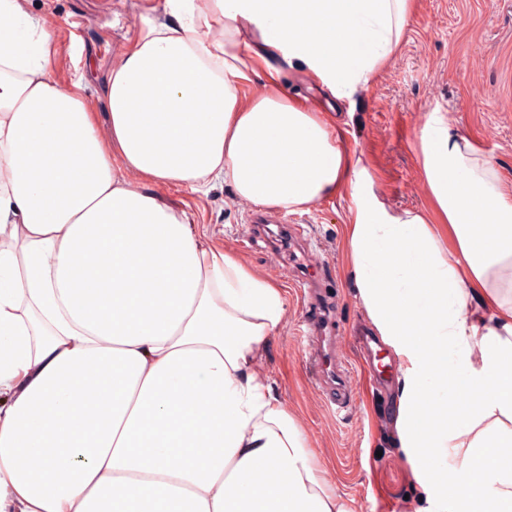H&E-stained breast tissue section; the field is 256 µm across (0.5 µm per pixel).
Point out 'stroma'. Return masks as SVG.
<instances>
[{"mask_svg": "<svg viewBox=\"0 0 512 512\" xmlns=\"http://www.w3.org/2000/svg\"><path fill=\"white\" fill-rule=\"evenodd\" d=\"M26 6L53 35L57 84L81 83L86 105L102 128L108 121L104 86L114 63L147 25L175 22L160 0H27ZM270 65L286 95L327 113L345 146L361 156L376 194L389 208L422 209L429 203L416 134L434 112L493 160L504 191L512 193V0H416L400 47L373 83L347 100L334 99L301 68L278 58ZM168 194L188 207L211 244L284 288L286 313L267 342L262 368L274 394L300 422L329 487L352 512L371 506L379 512H417L419 488L394 428L400 382L392 381L383 398H372L353 348H346L354 400L337 413L306 376L299 343L302 307L292 288L301 268L290 245L271 247L253 229L254 221L263 219L278 230L280 210L237 199L227 183L204 195L178 187ZM350 204V198L336 197L286 216L301 229L334 300L337 333L344 337L368 322L344 255L343 219Z\"/></svg>", "mask_w": 512, "mask_h": 512, "instance_id": "stroma-1", "label": "stroma"}]
</instances>
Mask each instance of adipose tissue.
Here are the masks:
<instances>
[{"label": "adipose tissue", "instance_id": "obj_1", "mask_svg": "<svg viewBox=\"0 0 512 512\" xmlns=\"http://www.w3.org/2000/svg\"><path fill=\"white\" fill-rule=\"evenodd\" d=\"M415 0H163L111 70L108 126L52 38L0 0V512H350L260 362L284 291L215 248L172 187L288 212L342 194L357 298L404 365L396 429L423 512H512V196L447 119L417 135L430 206L393 211L325 113L241 94L270 59L336 100ZM476 468L448 494L449 461Z\"/></svg>", "mask_w": 512, "mask_h": 512}]
</instances>
